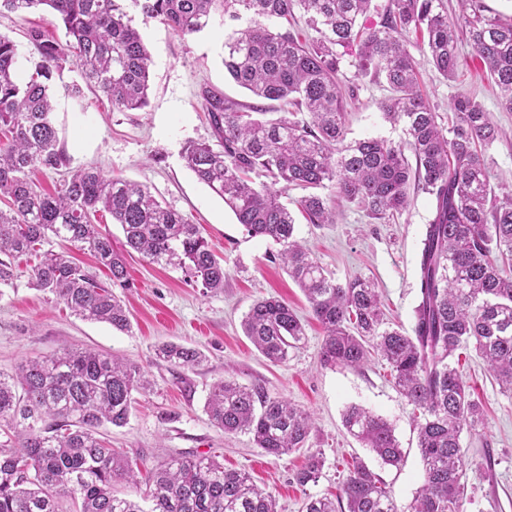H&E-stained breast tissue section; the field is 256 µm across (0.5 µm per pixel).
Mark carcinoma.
I'll return each instance as SVG.
<instances>
[{
  "instance_id": "1",
  "label": "carcinoma",
  "mask_w": 512,
  "mask_h": 512,
  "mask_svg": "<svg viewBox=\"0 0 512 512\" xmlns=\"http://www.w3.org/2000/svg\"><path fill=\"white\" fill-rule=\"evenodd\" d=\"M143 19L181 37L221 18L224 69L251 95L272 105H248L204 88L200 96L217 146L191 142L187 168L220 197L250 237L268 238L276 258L305 294L324 337L320 362L360 369L370 358L386 361L395 386L414 406L423 483L406 512H464L470 462L460 443L476 429L483 408L466 391L461 370L472 348L499 383L512 390V195L492 196L486 152L498 136L490 113L468 96L440 112L420 88L410 37L426 36L427 56L444 78L455 77L460 45L467 43L512 112V21L484 0H460L448 17L442 0H0V16L46 11L71 40L49 38L38 27L26 36L38 54L23 79L18 47L0 34V284L14 278V260L35 258L34 287L51 293L79 318L131 329L130 312L112 289L77 268L68 247L88 251L112 282L126 280L123 257L99 220L120 225L126 246L152 263L178 266L210 292L224 288V258L199 225L164 206L144 186L95 167L68 173L55 193L39 190L37 171L59 170L50 119L49 82L71 64L80 80L62 86L83 99L100 91L119 111L148 105L151 57L132 24L126 2ZM375 12L378 20L370 18ZM384 81L383 115L404 125L407 140L346 141V103L353 89L344 66ZM263 178L256 182L252 176ZM331 183L336 194L375 219L411 205L410 190L427 194L432 211L421 241L419 299L411 331L386 325L379 292L369 280L336 282L294 239L295 219L278 201L286 190L311 224H332L335 213L316 192ZM64 245L43 249L50 239ZM243 333L269 361L282 363L305 336L288 303L256 300ZM156 356L195 367V348L166 343ZM150 380L134 363L94 350L65 349L0 373V512H277L271 493L244 471L226 470L212 456H169L147 473L99 437L105 424H127L134 394ZM210 421L226 434L252 435L256 447L280 456L304 448L313 428L310 412L271 397L261 387L232 380L215 383L205 402ZM346 432L393 467L404 463L393 425L360 405L342 414ZM324 466L309 448L295 474L301 487L317 482ZM124 482L143 493L148 507L114 493ZM304 512H401L384 480L364 464L344 478L336 498L309 496Z\"/></svg>"
}]
</instances>
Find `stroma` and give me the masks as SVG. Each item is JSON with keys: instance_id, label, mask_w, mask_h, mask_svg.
<instances>
[{"instance_id": "35a3bbf8", "label": "stroma", "mask_w": 512, "mask_h": 512, "mask_svg": "<svg viewBox=\"0 0 512 512\" xmlns=\"http://www.w3.org/2000/svg\"><path fill=\"white\" fill-rule=\"evenodd\" d=\"M135 25L151 53L149 105L137 111L109 106L100 92L86 91L75 102L62 90L77 80L65 69L55 83L53 120L58 146L67 157L63 171L36 173L46 191H53L65 171L88 165L108 175L147 186L162 203L201 227L204 237L224 258V288L204 292L177 267L148 262L127 254L120 225L104 222L112 246L127 256L128 280L115 287L130 311L132 328L122 332L105 323L81 320L53 295L32 287L29 261L18 259V276L0 286V371L12 372L20 362L66 348H92L113 354L147 371L151 386L137 394L129 421L105 427L113 448L152 467L168 455H215L230 469L248 472L276 499L278 512H302L306 496L335 495L350 468L364 462L391 488L399 507H407L422 485V463L414 408L395 388L385 361L372 359L363 369L324 367L319 360L323 329L291 277L272 258L278 246L245 234L223 200L199 183L182 158L191 141H208L212 129L200 92L210 86L248 104V92L230 81L222 64L224 27L214 24L202 33L181 37L163 24L134 14ZM65 41L64 28L46 12L0 17V33L12 38L21 54V70L32 74L38 61L26 38L29 27ZM422 87L440 112L459 95L475 98L500 129L487 151L491 189L512 194V112L502 109L498 89L468 45H461L454 80H444L426 53L412 47ZM355 98L348 106V140H404L402 125L387 121L378 107L387 95L371 77L345 67ZM431 214V199L415 194L411 206L393 219L371 218L347 202L336 209L332 224L296 219V236L336 282L372 280L379 288L389 322L411 328L418 302V253ZM276 297L288 302L305 326V337L285 362L264 358L244 335L241 321L251 304ZM175 342L200 350L206 359L196 367H174L155 356L157 345ZM470 392L484 408L482 426L460 438L471 462L465 512H512V391L502 389L485 362L467 351L461 362ZM229 379L263 387L270 396L309 411L314 428L306 449L282 456L256 448L250 435L227 434L204 412L212 386ZM363 406L386 418L406 455L401 468L384 466L346 433L342 413ZM319 448L325 463L317 483L298 486L294 474L305 462L307 448Z\"/></svg>"}]
</instances>
